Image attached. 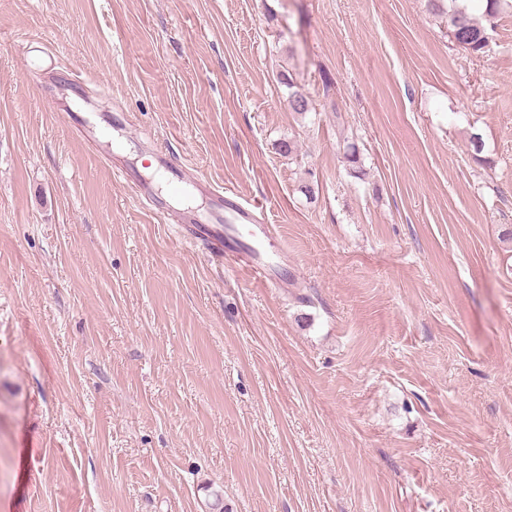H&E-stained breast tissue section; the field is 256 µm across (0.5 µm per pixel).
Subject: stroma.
<instances>
[{
  "mask_svg": "<svg viewBox=\"0 0 512 512\" xmlns=\"http://www.w3.org/2000/svg\"><path fill=\"white\" fill-rule=\"evenodd\" d=\"M160 155L294 286L140 201ZM217 501L512 512L511 9L475 55L428 0H0V512ZM175 176L172 182L173 194H179L186 187L195 185L221 199L211 216L210 223L192 224L186 216L171 214L167 208L158 207L143 184L134 183L131 188L136 195L149 202L164 223L176 224L184 239L190 242H203L211 257L218 260H236L243 250L250 257L265 251L272 231L270 224H266L262 203L237 201L234 197H240L232 190L220 191L196 182L193 175L182 167L177 170ZM254 275L269 288H288L291 281L281 278L269 262L251 260L249 265Z\"/></svg>",
  "mask_w": 512,
  "mask_h": 512,
  "instance_id": "1",
  "label": "stroma"
}]
</instances>
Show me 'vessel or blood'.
<instances>
[{"mask_svg": "<svg viewBox=\"0 0 512 512\" xmlns=\"http://www.w3.org/2000/svg\"><path fill=\"white\" fill-rule=\"evenodd\" d=\"M219 204L210 221L194 224L183 215L171 214L168 209H159L164 223L176 224L186 240L204 243L211 257L235 260L240 253L252 255L250 268L254 275L270 288H285L289 282L281 278L271 263L260 261L272 231L264 217L263 204L240 202L233 191H216Z\"/></svg>", "mask_w": 512, "mask_h": 512, "instance_id": "b4317fda", "label": "vessel or blood"}]
</instances>
